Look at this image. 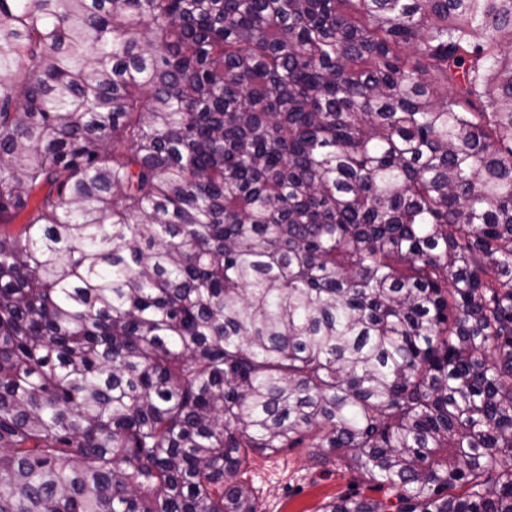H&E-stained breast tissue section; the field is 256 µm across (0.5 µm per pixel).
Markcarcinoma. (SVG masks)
Listing matches in <instances>:
<instances>
[{"label": "carcinoma", "instance_id": "obj_1", "mask_svg": "<svg viewBox=\"0 0 512 512\" xmlns=\"http://www.w3.org/2000/svg\"><path fill=\"white\" fill-rule=\"evenodd\" d=\"M512 0H0V512H261L253 454L512 512Z\"/></svg>", "mask_w": 512, "mask_h": 512}]
</instances>
